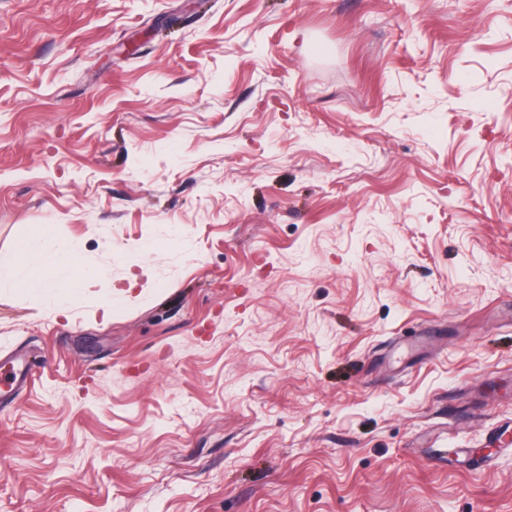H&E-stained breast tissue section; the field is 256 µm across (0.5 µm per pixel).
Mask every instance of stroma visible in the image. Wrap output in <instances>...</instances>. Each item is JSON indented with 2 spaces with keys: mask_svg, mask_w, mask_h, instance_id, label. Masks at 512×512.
Segmentation results:
<instances>
[{
  "mask_svg": "<svg viewBox=\"0 0 512 512\" xmlns=\"http://www.w3.org/2000/svg\"><path fill=\"white\" fill-rule=\"evenodd\" d=\"M43 228L0 512H512V0H0ZM47 233H41L30 238L24 247V261L22 264L0 266V288L17 287L32 290H45L46 288H68L75 290L87 288L91 285L94 274L76 261L63 262ZM52 271L61 277L63 286H51L47 272ZM66 290V291H68Z\"/></svg>",
  "mask_w": 512,
  "mask_h": 512,
  "instance_id": "stroma-1",
  "label": "stroma"
}]
</instances>
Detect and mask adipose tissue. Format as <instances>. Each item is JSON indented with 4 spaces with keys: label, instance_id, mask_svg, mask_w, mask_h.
<instances>
[{
    "label": "adipose tissue",
    "instance_id": "adipose-tissue-1",
    "mask_svg": "<svg viewBox=\"0 0 512 512\" xmlns=\"http://www.w3.org/2000/svg\"><path fill=\"white\" fill-rule=\"evenodd\" d=\"M53 275L71 290L89 287L93 280L92 272L79 263L63 262L48 234L42 233L26 242L23 263L0 266V288L21 286L42 291L49 288Z\"/></svg>",
    "mask_w": 512,
    "mask_h": 512
}]
</instances>
